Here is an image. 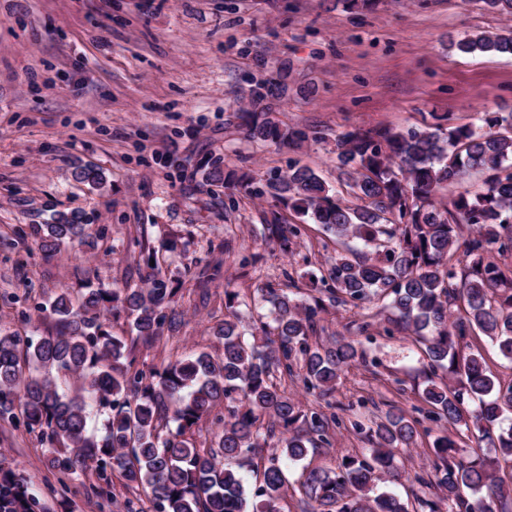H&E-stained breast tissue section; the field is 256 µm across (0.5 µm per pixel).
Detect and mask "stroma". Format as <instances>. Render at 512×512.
I'll return each instance as SVG.
<instances>
[{"label":"stroma","instance_id":"35a3bbf8","mask_svg":"<svg viewBox=\"0 0 512 512\" xmlns=\"http://www.w3.org/2000/svg\"><path fill=\"white\" fill-rule=\"evenodd\" d=\"M512 18L481 0H0V332L30 313V333L55 331L36 304L60 289L143 286L147 248L166 247L164 271L178 295V332L138 345L137 366L160 368L205 351L220 355L212 333L224 317V292L250 310L251 334L262 288L311 301L339 247L321 225L298 223L271 195L211 185L207 163L221 159L252 175L258 187L294 164L338 186L334 139L350 127L398 130L431 112L458 122L479 112L512 110V57L448 48L452 39L495 32ZM286 91L273 101L280 123L305 130L301 148L252 141L236 114L266 80ZM102 170L97 190L78 182L76 167ZM78 212L95 247L38 246L42 225ZM300 233L289 251L266 235L272 212ZM220 263L200 288L197 274ZM383 302L339 304L323 314L314 341L344 336L365 359L345 370L332 396L309 392L300 377L280 388L304 408L335 415L330 443L306 464L336 470L369 455L363 429L397 407L419 422L412 447L396 454L401 481L378 491L403 500L434 497L438 433L421 393L431 370L418 344L390 328ZM368 333H359L362 322ZM0 460L15 466L47 512H127L139 490L114 477L102 508L88 485L61 489L35 436L0 424Z\"/></svg>","mask_w":512,"mask_h":512}]
</instances>
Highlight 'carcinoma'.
Instances as JSON below:
<instances>
[{
	"mask_svg": "<svg viewBox=\"0 0 512 512\" xmlns=\"http://www.w3.org/2000/svg\"><path fill=\"white\" fill-rule=\"evenodd\" d=\"M450 47L512 56V28L466 36ZM430 117L422 128L337 134L344 193L307 167L291 166L268 184L298 217L340 242L365 247L330 264L322 278L325 297L302 302L264 289L272 324L259 322L249 341L240 331L239 294L226 290L224 321L214 330L222 356L202 352L146 373L135 365L137 343L180 325L167 311L175 289L162 275L159 251L150 249L145 286L85 288L76 295L62 289L37 307L55 317L58 331L36 339L0 333V421L37 437L66 488L92 473L96 494L107 498L117 473L147 493L150 512H281L289 487L285 463L297 465L310 450L330 444V423L281 393L278 375L297 366L307 390L331 396L344 369L365 360V352L345 337L309 343L326 304L382 298L402 330L422 342L431 366L448 370V381L430 378L422 392L440 429L427 484L445 495L452 512L511 505L512 483L503 484L479 456L461 455L448 426L490 441L512 463V428L494 433L502 405L512 404V385L502 386L470 345L478 330L512 362V274L491 259L494 252H512V111L486 112L479 125L450 126L446 114ZM239 119L250 138L262 142L299 148L308 139L272 118L260 89ZM472 172L483 175L480 192H460L446 203L437 196ZM75 177L94 189L106 184L95 167H82ZM206 179L264 194L252 176L227 172L219 160L207 164ZM265 228L285 251L298 233L297 225L276 216ZM83 239L81 217L61 214L43 225L39 246L55 252L67 240ZM106 313L133 316L131 335L113 334ZM211 414L221 430L210 447L198 448L192 429ZM416 424L389 410L368 427L369 456L348 457L334 472L302 467L295 483L304 512H408L397 495L370 492L385 478H401L396 451L413 444ZM270 441L272 453L248 494L240 470ZM0 512H45L24 477L3 462Z\"/></svg>",
	"mask_w": 512,
	"mask_h": 512,
	"instance_id": "carcinoma-1",
	"label": "carcinoma"
}]
</instances>
